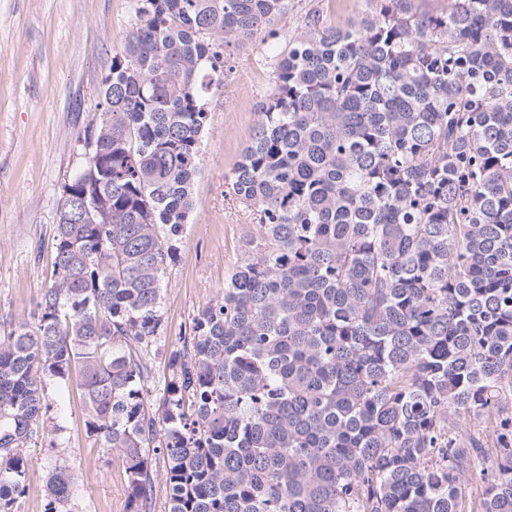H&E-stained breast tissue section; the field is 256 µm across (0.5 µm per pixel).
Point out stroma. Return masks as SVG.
Segmentation results:
<instances>
[{"label":"stroma","mask_w":512,"mask_h":512,"mask_svg":"<svg viewBox=\"0 0 512 512\" xmlns=\"http://www.w3.org/2000/svg\"><path fill=\"white\" fill-rule=\"evenodd\" d=\"M134 0H0V333L29 318L52 273L63 187L82 162L81 141L97 111L101 82L136 21ZM373 0H290L275 27L291 35L318 15L344 27L372 14ZM259 37L231 60L209 101L194 205L163 283L166 333L181 344L193 317L224 289L257 232L228 197V179L249 144L272 78ZM63 429L37 434L18 512H45L54 461L76 464L77 512H126L121 461L88 438L76 388L63 395Z\"/></svg>","instance_id":"obj_1"}]
</instances>
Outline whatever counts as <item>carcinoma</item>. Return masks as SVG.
<instances>
[{
	"mask_svg": "<svg viewBox=\"0 0 512 512\" xmlns=\"http://www.w3.org/2000/svg\"><path fill=\"white\" fill-rule=\"evenodd\" d=\"M289 4L136 0L52 281L0 336V512L74 379L126 512H146L152 454L168 512H512V0H377L275 46L229 177L257 235L151 381L208 94ZM75 469L52 466L46 512H74Z\"/></svg>",
	"mask_w": 512,
	"mask_h": 512,
	"instance_id": "carcinoma-1",
	"label": "carcinoma"
}]
</instances>
